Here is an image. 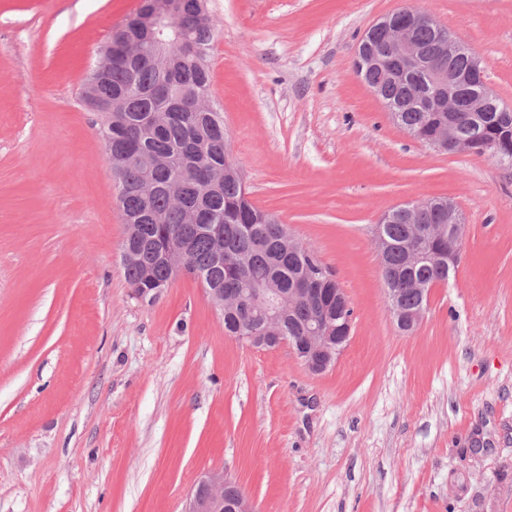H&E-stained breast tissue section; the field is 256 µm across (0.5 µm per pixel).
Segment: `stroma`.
I'll return each instance as SVG.
<instances>
[{
    "label": "stroma",
    "mask_w": 512,
    "mask_h": 512,
    "mask_svg": "<svg viewBox=\"0 0 512 512\" xmlns=\"http://www.w3.org/2000/svg\"><path fill=\"white\" fill-rule=\"evenodd\" d=\"M140 0H0V512H184L230 477L256 512H512V166L423 143L354 75L380 17L431 15L512 105V0H208L211 100L251 201L335 272L336 363L224 332L199 281L136 298L80 90ZM445 197L462 260L420 324L374 227Z\"/></svg>",
    "instance_id": "stroma-1"
}]
</instances>
